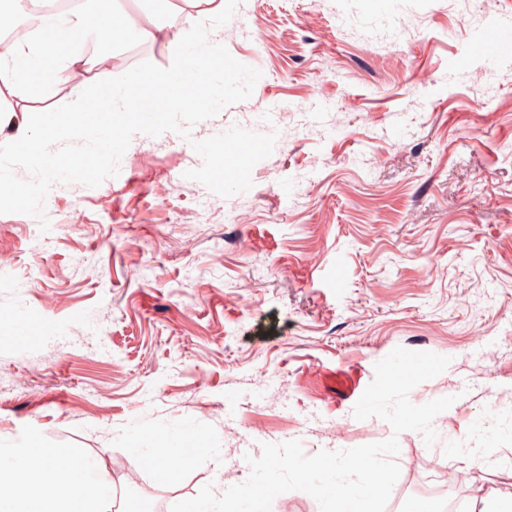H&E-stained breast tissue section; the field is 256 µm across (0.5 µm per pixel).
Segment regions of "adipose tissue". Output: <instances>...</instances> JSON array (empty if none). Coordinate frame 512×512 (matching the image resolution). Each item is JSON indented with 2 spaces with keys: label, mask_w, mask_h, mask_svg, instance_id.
<instances>
[{
  "label": "adipose tissue",
  "mask_w": 512,
  "mask_h": 512,
  "mask_svg": "<svg viewBox=\"0 0 512 512\" xmlns=\"http://www.w3.org/2000/svg\"><path fill=\"white\" fill-rule=\"evenodd\" d=\"M149 20V26L143 27L128 14L112 9L109 0H85L83 8L72 15L41 17L40 27L46 37L63 33L75 41L92 32L166 40L176 59L175 68L113 77L107 92L109 99L115 100L127 98L136 84L176 87V78L185 67H203L215 52L206 41L182 36L166 14L150 12ZM42 62V55L31 44L0 43V113L15 111V97L25 89L26 79L37 76ZM127 446L164 479L170 473V464L161 456V449H179L183 465L188 466L193 462L196 438L185 428L155 434L139 430L128 435ZM118 500L117 486L100 457L79 448L44 442L31 441L22 446L0 443V512H126Z\"/></svg>",
  "instance_id": "obj_1"
}]
</instances>
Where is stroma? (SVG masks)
<instances>
[{"mask_svg": "<svg viewBox=\"0 0 512 512\" xmlns=\"http://www.w3.org/2000/svg\"><path fill=\"white\" fill-rule=\"evenodd\" d=\"M179 23L262 76L190 138L135 134L100 186L54 184L48 229L0 214V441L98 455L151 512L245 482L289 440L397 437L398 492L473 460L435 512L512 496V50L477 49L512 29V0H224ZM118 48L125 70L175 64L163 41ZM58 59L27 112L69 102ZM234 126L278 138L221 197L186 173L193 142ZM399 346L451 359L409 395L456 398L430 445L356 419L345 392ZM174 427L199 443L163 480L127 437Z\"/></svg>", "mask_w": 512, "mask_h": 512, "instance_id": "stroma-1", "label": "stroma"}]
</instances>
